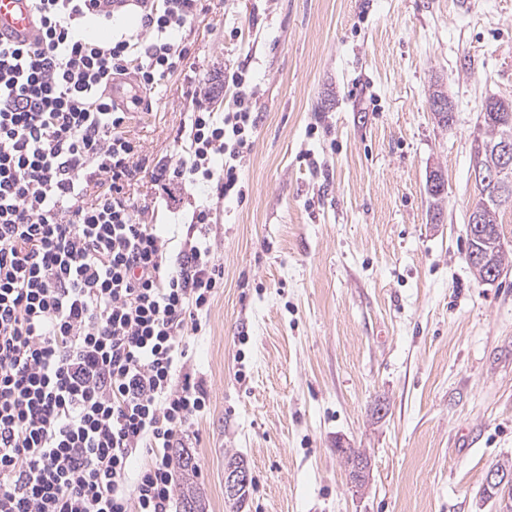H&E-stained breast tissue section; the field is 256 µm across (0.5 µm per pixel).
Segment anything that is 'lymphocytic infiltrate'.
<instances>
[{"label": "lymphocytic infiltrate", "mask_w": 512, "mask_h": 512, "mask_svg": "<svg viewBox=\"0 0 512 512\" xmlns=\"http://www.w3.org/2000/svg\"><path fill=\"white\" fill-rule=\"evenodd\" d=\"M30 2V41L0 42V512H172L174 451L209 405L183 332L224 268L213 208H195L200 233L172 259L139 214L200 183L245 199L252 79L227 71L233 107L213 110V88L176 39L205 0H136V32L111 39L76 30L111 25L114 9ZM183 71L188 141L154 165L157 192L141 202L130 111ZM126 79L135 94L120 107L108 89Z\"/></svg>", "instance_id": "1"}]
</instances>
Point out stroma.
Here are the masks:
<instances>
[{
    "label": "stroma",
    "mask_w": 512,
    "mask_h": 512,
    "mask_svg": "<svg viewBox=\"0 0 512 512\" xmlns=\"http://www.w3.org/2000/svg\"><path fill=\"white\" fill-rule=\"evenodd\" d=\"M182 38L207 77L248 65L260 114L247 197L217 212L224 286L187 333L206 512L231 510V454L241 512H502L483 484L512 462V265L479 282L466 225L482 104L512 99V0H210ZM189 92L170 76L130 120L147 166ZM344 447L370 457L364 488ZM251 483V475L245 467H236L234 465H226L224 468V498L228 504H239L240 508L249 492V484ZM248 487V488H247ZM247 488V489H246ZM246 489V490H245ZM245 490V491H243ZM243 492V493H242ZM242 493V494H241ZM241 494V495H240Z\"/></svg>",
    "instance_id": "1"
}]
</instances>
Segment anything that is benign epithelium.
Here are the masks:
<instances>
[{"label": "benign epithelium", "mask_w": 512, "mask_h": 512, "mask_svg": "<svg viewBox=\"0 0 512 512\" xmlns=\"http://www.w3.org/2000/svg\"><path fill=\"white\" fill-rule=\"evenodd\" d=\"M472 179L478 189V197L472 207V224L468 227L467 238L470 248L467 252L468 263L482 282L498 280L502 277L504 268L496 263V252L506 249L503 240L495 237L487 241L486 233L482 232L485 211L490 205L503 206L512 203V199L501 194L499 188L512 179V136L505 133L490 147L488 155H474ZM350 484L355 488L362 487L369 468L365 463L355 460L348 467ZM251 483L248 469L227 465L224 468V498L225 502H236L240 494ZM484 488L489 494L512 492V475L495 467L488 470Z\"/></svg>", "instance_id": "1"}]
</instances>
